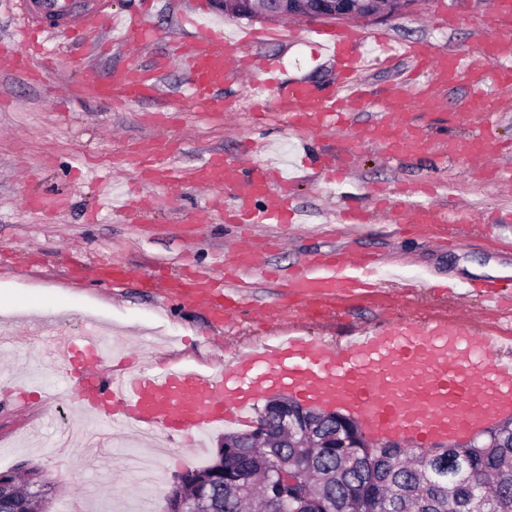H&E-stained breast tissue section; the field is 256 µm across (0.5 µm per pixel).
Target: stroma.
I'll return each mask as SVG.
<instances>
[{
	"label": "stroma",
	"mask_w": 512,
	"mask_h": 512,
	"mask_svg": "<svg viewBox=\"0 0 512 512\" xmlns=\"http://www.w3.org/2000/svg\"><path fill=\"white\" fill-rule=\"evenodd\" d=\"M138 7L154 38L131 51L123 32L94 31L69 42L45 40L59 61L40 80L17 71H0V332L20 336L16 346L0 353V379L15 380L31 389L27 406L16 407L0 393V472L40 468L46 478L48 512H135L140 496L151 495L152 512H167V495L177 478L214 461L223 430L212 431L202 450L173 447L159 461L150 488L129 470L124 458L143 452L133 432L112 430L106 461H90L82 447L55 454L57 420L53 402L36 394L37 386L54 390L56 400L68 401L67 383L59 367L41 357L37 340H26L31 321L62 317L67 329L79 333L94 320L111 345L137 346L139 366L177 360L200 369L222 366L236 354L251 350L266 337L283 333L299 336H359L381 317L424 316L441 308L434 291L448 281H489L512 275V196L495 193L483 174L456 173V160L432 152L391 156L384 148L348 134L322 131L314 136L315 150H351L357 157L352 175L340 182L326 180L317 168L302 171L298 185L284 187L296 211L294 219L270 226L227 224L216 214H204L206 194L194 181L175 189L152 187L143 192L137 180L136 145L149 142L177 152L186 168L198 166L210 152L245 156L252 164H272L292 170L299 142L279 122L259 126L250 114L256 102L247 88L231 83L225 95L235 99L233 118L205 117L183 95L185 73L164 71L155 98L117 106L106 100L67 94L81 71L98 76L111 70L147 65L169 46H189L200 26H237L212 0H111L115 11ZM492 0H419L405 14L367 21V32L387 31L404 41H428L447 52L470 51L478 42L471 21L487 15ZM454 13L457 27L439 26L438 17ZM246 26L267 31L257 53L278 58L280 82L302 79L331 89L335 66L319 56L309 22L277 23L246 19ZM466 87L440 89L441 112L418 116L429 138L452 128L458 138L473 131L454 125L452 114ZM112 179V190L128 194L131 202H145L153 211L148 224L126 223L122 214L98 205L96 179ZM456 176V200L477 218L464 232L418 224H389L374 219L364 226L337 223L333 212L350 201L373 207L381 197L398 190L437 183ZM47 196L61 203L53 213L28 209L29 196ZM254 243L257 269L240 307L223 325H213L206 310L168 308L161 292L142 288V276L165 270L180 273L184 263L196 269L219 271L238 238ZM332 250L372 254L399 266L417 280L412 298L384 284L373 299L354 298L335 313L316 319L274 314L265 325L250 316L252 308L276 309L284 290L268 279L267 271L293 269L311 256ZM123 261L133 274L118 285L82 280L79 265L96 266Z\"/></svg>",
	"instance_id": "obj_1"
}]
</instances>
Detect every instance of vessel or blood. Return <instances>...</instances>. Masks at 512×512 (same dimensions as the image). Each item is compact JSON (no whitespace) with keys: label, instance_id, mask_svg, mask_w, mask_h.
Returning a JSON list of instances; mask_svg holds the SVG:
<instances>
[{"label":"vessel or blood","instance_id":"vessel-or-blood-1","mask_svg":"<svg viewBox=\"0 0 512 512\" xmlns=\"http://www.w3.org/2000/svg\"><path fill=\"white\" fill-rule=\"evenodd\" d=\"M25 6L23 31L32 41L48 33L37 23L41 17L55 18L58 34L69 39L118 24L137 40L151 36L136 16L122 19L105 11V0H94L88 12L78 8L77 0H25ZM473 31L480 39L478 50L450 54L427 42L397 44L389 35L372 36L354 26L313 30L321 52L335 61V93L316 91L300 79L279 89L274 107L287 115L289 131L302 137L354 129L359 140L380 144L392 154L435 148L464 162L481 158L487 153L482 135L435 147L414 124L415 113L431 110L437 86H468V94L456 104V122L472 123L494 111L495 98L481 90L492 65L501 68V88L512 89V0H493L492 11L475 23ZM260 40L252 30H240L231 39L223 30L200 27L190 47L173 48L147 67L90 78L80 93L115 104L154 96L159 90L158 71L176 60L187 73V91L197 109L211 116L228 112L232 106L222 95L226 83L245 77L255 82L276 68L272 59L250 53V46ZM370 40L411 68L386 87L379 116L358 130L355 115L367 105L362 74L371 63L364 50ZM49 67V59L35 48L19 50L11 42H0V71L43 72ZM138 154L149 160L139 172L143 184L174 186L190 176L199 185L223 191L224 202L217 212L225 223L286 221L278 188L289 179L280 170L216 154L189 172L174 161L160 160L156 147L139 148ZM418 194L415 201L389 203L390 221L447 223V211L429 201L431 188L420 187ZM254 267L251 245L242 244L226 261L223 273L197 271L169 281L167 298L179 306L206 307L214 321H223L225 289ZM388 280L399 288L413 286L412 281L389 274L379 262L339 253L325 263H302L287 274L285 299L311 310H332L348 298L371 297ZM511 297L512 279L503 278L493 289L481 292L477 307L464 312L456 309L426 321L382 324L336 345L322 337L280 336L211 371L167 364L125 378L113 373V351L103 346L96 329L76 336L54 324L41 327L38 334L43 353L63 366L70 398L82 414L146 437L193 439L244 421L258 393L282 384L301 399L333 404L355 415L373 435L449 442L489 426L496 416L512 414V331L484 328Z\"/></svg>","mask_w":512,"mask_h":512}]
</instances>
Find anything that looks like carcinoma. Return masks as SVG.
Here are the masks:
<instances>
[{
    "label": "carcinoma",
    "instance_id": "1",
    "mask_svg": "<svg viewBox=\"0 0 512 512\" xmlns=\"http://www.w3.org/2000/svg\"><path fill=\"white\" fill-rule=\"evenodd\" d=\"M288 404L316 436L336 447L306 448L301 433L270 446L252 429L226 432L224 438L238 444L250 473L275 484L288 481V492L299 501L306 494L316 497L304 512H512L511 416L476 440L419 449L370 440L340 411L316 416L295 399ZM215 469L213 463L193 471L215 512H270L262 508L260 483L235 484ZM2 479L14 492L0 500V512H28L31 504L45 508L40 469L29 468L21 477L3 472Z\"/></svg>",
    "mask_w": 512,
    "mask_h": 512
}]
</instances>
